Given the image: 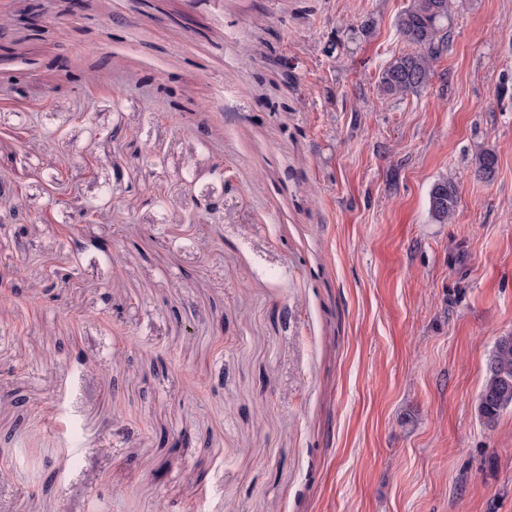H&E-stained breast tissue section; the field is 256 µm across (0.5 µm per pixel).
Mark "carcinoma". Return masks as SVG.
Masks as SVG:
<instances>
[{
    "instance_id": "obj_1",
    "label": "carcinoma",
    "mask_w": 512,
    "mask_h": 512,
    "mask_svg": "<svg viewBox=\"0 0 512 512\" xmlns=\"http://www.w3.org/2000/svg\"><path fill=\"white\" fill-rule=\"evenodd\" d=\"M454 0H409L396 27L412 50L393 58L380 72L377 89L380 99L392 101L425 87L434 73L448 37ZM476 172L490 177L497 156L484 151L475 159ZM458 192L455 185L440 179L429 192V214L437 224L455 222ZM512 408V341L501 336L495 342L486 375L476 401L478 416L494 427L501 414Z\"/></svg>"
}]
</instances>
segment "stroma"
I'll list each match as a JSON object with an SVG mask.
<instances>
[{
    "mask_svg": "<svg viewBox=\"0 0 512 512\" xmlns=\"http://www.w3.org/2000/svg\"><path fill=\"white\" fill-rule=\"evenodd\" d=\"M408 3L0 0V512H512V0L385 103ZM458 209V192L448 179L435 182L429 192V214L437 224L455 222ZM495 342L486 375L476 401L478 416L494 427L501 414L512 408V336Z\"/></svg>",
    "mask_w": 512,
    "mask_h": 512,
    "instance_id": "stroma-1",
    "label": "stroma"
}]
</instances>
